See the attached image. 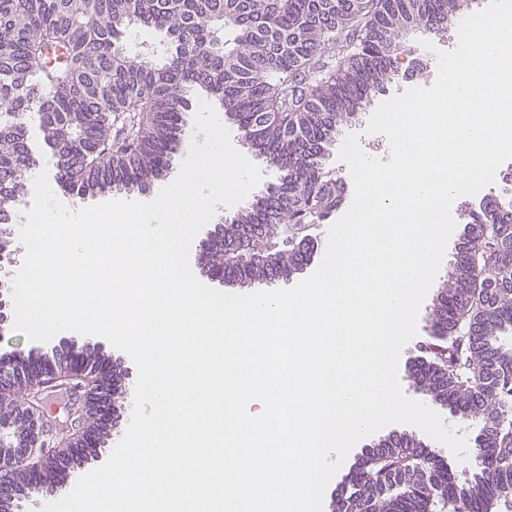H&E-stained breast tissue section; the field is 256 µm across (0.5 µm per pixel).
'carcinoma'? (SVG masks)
Instances as JSON below:
<instances>
[{
	"label": "carcinoma",
	"mask_w": 512,
	"mask_h": 512,
	"mask_svg": "<svg viewBox=\"0 0 512 512\" xmlns=\"http://www.w3.org/2000/svg\"><path fill=\"white\" fill-rule=\"evenodd\" d=\"M472 0H0V226L12 223L28 174L40 163L27 125L38 121L56 160V180L78 196L143 191L166 177L181 144L189 94L201 90L279 183L224 222L207 263L225 281L287 280L309 261L311 231L343 199L341 178L323 158L340 128L398 79L406 36L442 38ZM170 38L158 59L110 58L140 27ZM283 41L293 43L287 55ZM512 187L462 212L456 264L433 307L415 381L462 422L479 419L474 454L460 481L442 459L403 434L355 469L334 512H492L512 495ZM252 226L243 236L241 228ZM93 375L115 400L126 391L116 362L88 345L70 351L0 354V426L21 425L39 406L32 386L55 366ZM84 431L108 443L112 431L93 405ZM71 474L52 459L22 484L60 489Z\"/></svg>",
	"instance_id": "1"
}]
</instances>
